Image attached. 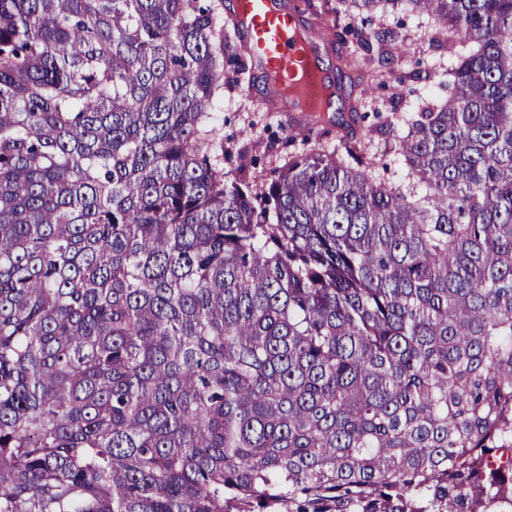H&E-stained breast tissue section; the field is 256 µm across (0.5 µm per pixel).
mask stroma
<instances>
[{"label": "stroma", "mask_w": 512, "mask_h": 512, "mask_svg": "<svg viewBox=\"0 0 512 512\" xmlns=\"http://www.w3.org/2000/svg\"><path fill=\"white\" fill-rule=\"evenodd\" d=\"M288 5L301 23L313 32L323 48V56L331 64L329 75L341 88L334 111L281 112L266 102L264 80L259 71L247 73L242 87L233 94L225 95L221 115L224 119L217 138L225 146L246 149L254 158L257 171L267 172L282 166L289 154L309 147L316 150H333L339 147L344 127L361 96H368L371 118L361 122V129L375 126V113L390 116V96L399 90L400 82L408 73L407 67H399L396 79L388 88H368L364 73L351 69H339L340 57L348 55L352 44L332 37L337 21L328 10L326 0H288ZM372 29L389 28L397 35L396 45L406 56L421 59L424 64H447L448 48L435 41L434 32L425 17L396 11L384 15H372Z\"/></svg>", "instance_id": "obj_1"}]
</instances>
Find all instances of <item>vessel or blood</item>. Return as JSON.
I'll use <instances>...</instances> for the list:
<instances>
[{
  "instance_id": "1",
  "label": "vessel or blood",
  "mask_w": 512,
  "mask_h": 512,
  "mask_svg": "<svg viewBox=\"0 0 512 512\" xmlns=\"http://www.w3.org/2000/svg\"><path fill=\"white\" fill-rule=\"evenodd\" d=\"M275 0H241L245 14L256 21L254 56L277 72L283 84L295 88L297 97L290 106L298 112L324 111L326 73L318 58L312 57L287 16L274 10Z\"/></svg>"
}]
</instances>
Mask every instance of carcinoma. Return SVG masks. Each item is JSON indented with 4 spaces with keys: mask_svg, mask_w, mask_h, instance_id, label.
Segmentation results:
<instances>
[{
    "mask_svg": "<svg viewBox=\"0 0 512 512\" xmlns=\"http://www.w3.org/2000/svg\"><path fill=\"white\" fill-rule=\"evenodd\" d=\"M335 2L453 61L263 178L215 152L224 0H0V512L512 506V0ZM370 27L394 30L398 36L395 45L403 49L409 58H420L427 66L439 63L448 66V46L444 45L442 37L439 42L434 41L435 31L428 26L425 17L403 11L383 16L377 13L371 16Z\"/></svg>",
    "mask_w": 512,
    "mask_h": 512,
    "instance_id": "carcinoma-1",
    "label": "carcinoma"
}]
</instances>
